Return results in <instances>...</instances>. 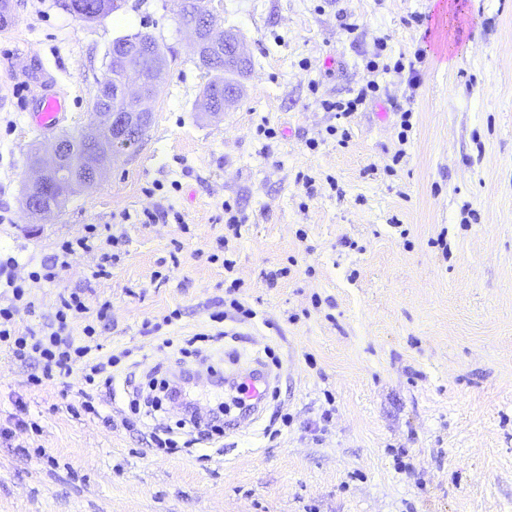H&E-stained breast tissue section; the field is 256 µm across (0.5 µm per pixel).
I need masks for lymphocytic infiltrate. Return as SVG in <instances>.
I'll return each instance as SVG.
<instances>
[{"instance_id": "1", "label": "lymphocytic infiltrate", "mask_w": 512, "mask_h": 512, "mask_svg": "<svg viewBox=\"0 0 512 512\" xmlns=\"http://www.w3.org/2000/svg\"><path fill=\"white\" fill-rule=\"evenodd\" d=\"M119 243V237L112 234L103 239L89 234L63 241L58 254L39 269L30 271L24 280L16 274L18 259L12 255L0 256V294L8 299L6 305H0V348L7 349L20 364L37 367V374L29 378L31 385L58 381L64 391H76L81 408L92 414L96 413L98 404L111 402L112 388L118 380L114 369L120 363L119 357L112 355L101 360L92 355L97 328L109 319V302L90 304L85 289L78 288L59 295L50 323L21 329L16 316L20 308L34 306L26 280L55 282L74 256L95 250L100 251L103 262L96 275L105 277L107 262L118 259L113 249ZM75 324L81 325V336L72 335L71 327ZM199 376V371L179 364L167 370L152 369L138 382L125 378L123 382L129 388L127 409L132 415L152 419L157 413L176 406L181 410L177 429L205 440L223 436L224 419L220 412L201 413L187 398V385Z\"/></svg>"}]
</instances>
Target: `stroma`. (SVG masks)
<instances>
[{
	"label": "stroma",
	"mask_w": 512,
	"mask_h": 512,
	"mask_svg": "<svg viewBox=\"0 0 512 512\" xmlns=\"http://www.w3.org/2000/svg\"><path fill=\"white\" fill-rule=\"evenodd\" d=\"M12 3L0 253L23 277L89 225L123 238L108 277L94 278V251L32 284L18 327L52 319L63 290L88 289L112 303L104 353L130 351L143 374L171 357L146 320L177 309L166 335L213 331L224 268L209 257L222 251L256 316L225 320L202 362L231 354L244 368L275 352L280 396L248 427L168 454L66 410L53 382L29 387V368L2 350L0 425L19 394L33 425L0 438V512H512V0H199L249 57L219 113L201 109L212 74L174 0H121L94 22L69 0ZM136 33L164 64L141 142L33 220L27 157L54 136L33 125L41 89L26 76L48 72L66 95L61 132L89 131L112 42ZM420 47L416 87L365 68ZM373 78L379 99L342 121L327 110ZM399 107L413 110L404 144ZM337 125L347 141L330 135ZM226 201L241 220L230 240ZM155 209L167 218L144 223ZM276 412L290 423L271 440Z\"/></svg>",
	"instance_id": "stroma-1"
}]
</instances>
